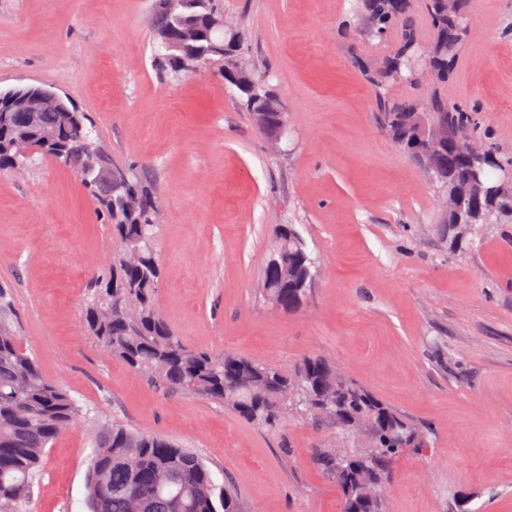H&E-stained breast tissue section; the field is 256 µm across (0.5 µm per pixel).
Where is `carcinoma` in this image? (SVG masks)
I'll return each instance as SVG.
<instances>
[{"instance_id":"1","label":"carcinoma","mask_w":512,"mask_h":512,"mask_svg":"<svg viewBox=\"0 0 512 512\" xmlns=\"http://www.w3.org/2000/svg\"><path fill=\"white\" fill-rule=\"evenodd\" d=\"M353 34L381 37L403 19L395 47L382 61L374 81L382 132L434 180L441 193L479 174L481 187L464 195L461 219L468 245L473 226L493 214L512 215V186L497 191L492 170L500 162L484 144L460 141L471 127L468 113L435 93L422 105L389 98L396 85H412L434 73L451 75L468 33L462 0H424L434 34L428 47L416 22L405 16V0H360ZM216 0H155L157 41L172 38L182 50V70L211 62L225 65L224 79L245 97L260 129L272 134L279 112L262 90L259 78L240 59L216 55L224 35L244 47L243 31L226 21L215 26ZM87 113L53 88L24 85L0 90V168L19 169L34 153L71 168L93 189L112 226L116 247L110 280L90 283L86 324L90 335L113 357L142 374L166 394L194 395L223 403L258 427L275 424L292 412L315 427L336 430L343 439L365 431L369 448L358 451L352 465L344 453L326 444L313 447L314 463L336 484L343 512H385V489L393 465L409 453L429 447L427 431L345 375L331 361L308 356L286 370L232 352H209L186 346L157 305L160 268L155 235L160 223L158 201L135 167L124 170V201L115 204L106 185L94 180L105 152L93 137ZM277 246L261 277L264 300L292 311L305 300L314 273L313 260L290 224L276 231ZM13 304L0 290V512H25L46 448L80 413L68 392L49 380L13 328ZM86 478L88 512H241L230 484H218L194 452L152 433L116 423L94 425Z\"/></svg>"}]
</instances>
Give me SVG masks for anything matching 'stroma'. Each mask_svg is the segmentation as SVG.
<instances>
[{
  "label": "stroma",
  "instance_id": "1",
  "mask_svg": "<svg viewBox=\"0 0 512 512\" xmlns=\"http://www.w3.org/2000/svg\"><path fill=\"white\" fill-rule=\"evenodd\" d=\"M248 67L288 118L280 151L215 72L154 62V0H0V89L45 84L86 112L119 167L162 207L157 302L183 342L291 367L331 359L432 443L401 459L388 512H512V219L448 246L441 196L381 132L371 75L394 39H349L355 0H220ZM459 66L438 88L512 158V0H466ZM290 224L319 271L304 305L259 292L273 229ZM114 243L71 169L0 168V288L44 375L82 408L46 454L30 512H86L94 422L195 451L245 512H342L311 463L324 431L253 426L223 404L169 396L90 338L84 303Z\"/></svg>",
  "mask_w": 512,
  "mask_h": 512
}]
</instances>
